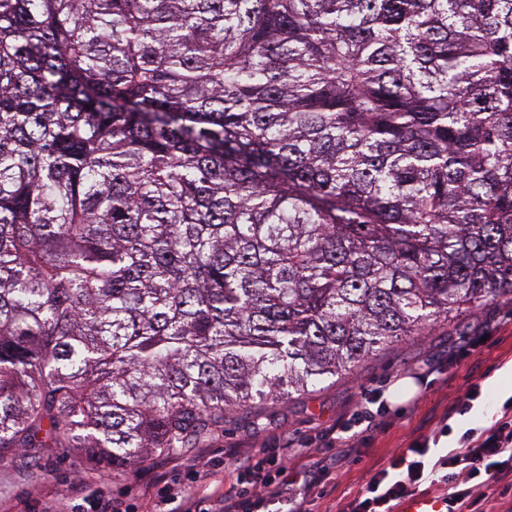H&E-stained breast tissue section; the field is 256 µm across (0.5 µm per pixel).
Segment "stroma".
Segmentation results:
<instances>
[{
    "mask_svg": "<svg viewBox=\"0 0 512 512\" xmlns=\"http://www.w3.org/2000/svg\"><path fill=\"white\" fill-rule=\"evenodd\" d=\"M467 322L466 335L435 329L396 344L353 374L313 387L276 408L236 414L223 428L193 439L188 447L150 457L121 475L70 452L37 456L15 448L1 453L0 512H40L47 500L69 512L75 502L95 497L106 483L114 495L133 503L136 512H174L157 494L160 477L176 480L196 495L206 493L187 478L183 462L197 457L220 473L228 448L244 456L265 448L290 445L300 450L325 443L337 420L364 404L371 392L386 399L387 413L379 426L366 431L358 451L347 455L335 446L307 460L321 477V493L310 502V512H344L392 451L440 428L449 406L470 383L481 382L483 394L457 419L454 434L434 445L435 455L456 449L457 431L487 429L500 419L504 401L512 398V296L473 312ZM425 368L430 374L411 399L391 401L395 384Z\"/></svg>",
    "mask_w": 512,
    "mask_h": 512,
    "instance_id": "stroma-1",
    "label": "stroma"
}]
</instances>
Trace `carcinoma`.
Returning a JSON list of instances; mask_svg holds the SVG:
<instances>
[{"label": "carcinoma", "mask_w": 512, "mask_h": 512, "mask_svg": "<svg viewBox=\"0 0 512 512\" xmlns=\"http://www.w3.org/2000/svg\"><path fill=\"white\" fill-rule=\"evenodd\" d=\"M512 296V0H0V452L114 472Z\"/></svg>", "instance_id": "1"}]
</instances>
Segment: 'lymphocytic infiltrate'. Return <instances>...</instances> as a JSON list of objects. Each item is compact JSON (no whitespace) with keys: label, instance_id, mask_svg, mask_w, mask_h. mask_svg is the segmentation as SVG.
<instances>
[{"label":"lymphocytic infiltrate","instance_id":"lymphocytic-infiltrate-1","mask_svg":"<svg viewBox=\"0 0 512 512\" xmlns=\"http://www.w3.org/2000/svg\"><path fill=\"white\" fill-rule=\"evenodd\" d=\"M503 409L493 427L466 430L458 452L434 460L428 439L414 441L370 478L347 512H393L401 498L435 476L448 486L450 500L459 503L480 487L511 477L512 401ZM295 458L286 447L271 455L262 450L225 464L223 484L207 497L187 494L169 483L160 487L159 494L177 503V512H306L304 504L314 495L319 478Z\"/></svg>","mask_w":512,"mask_h":512}]
</instances>
